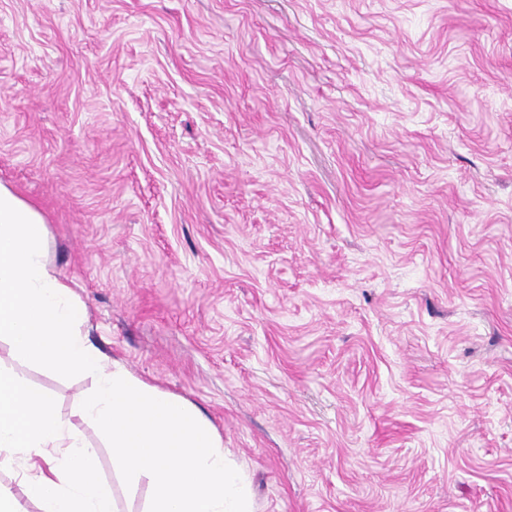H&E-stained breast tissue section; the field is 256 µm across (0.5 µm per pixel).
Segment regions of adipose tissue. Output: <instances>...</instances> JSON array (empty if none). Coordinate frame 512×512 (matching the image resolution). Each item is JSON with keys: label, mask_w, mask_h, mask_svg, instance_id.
<instances>
[{"label": "adipose tissue", "mask_w": 512, "mask_h": 512, "mask_svg": "<svg viewBox=\"0 0 512 512\" xmlns=\"http://www.w3.org/2000/svg\"><path fill=\"white\" fill-rule=\"evenodd\" d=\"M20 475L41 512H115L93 459L51 401L0 363V468Z\"/></svg>", "instance_id": "ef3b65f1"}]
</instances>
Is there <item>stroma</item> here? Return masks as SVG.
<instances>
[{
  "label": "stroma",
  "mask_w": 512,
  "mask_h": 512,
  "mask_svg": "<svg viewBox=\"0 0 512 512\" xmlns=\"http://www.w3.org/2000/svg\"><path fill=\"white\" fill-rule=\"evenodd\" d=\"M0 182L254 512H512V0H0Z\"/></svg>",
  "instance_id": "obj_1"
}]
</instances>
